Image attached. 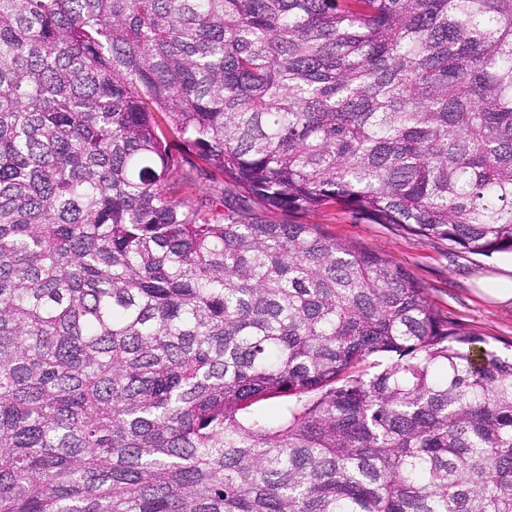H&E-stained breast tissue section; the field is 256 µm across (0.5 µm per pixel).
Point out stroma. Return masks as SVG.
<instances>
[{"label":"stroma","mask_w":512,"mask_h":512,"mask_svg":"<svg viewBox=\"0 0 512 512\" xmlns=\"http://www.w3.org/2000/svg\"><path fill=\"white\" fill-rule=\"evenodd\" d=\"M265 218L274 224H316L340 241L387 256L425 288L445 315L483 333L499 353L512 352V304L476 293L480 277L499 273L500 254L485 257L452 249L447 242L389 224H372L335 207L307 214L278 210Z\"/></svg>","instance_id":"35a3bbf8"}]
</instances>
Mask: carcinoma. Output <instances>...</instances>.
<instances>
[{
    "label": "carcinoma",
    "mask_w": 512,
    "mask_h": 512,
    "mask_svg": "<svg viewBox=\"0 0 512 512\" xmlns=\"http://www.w3.org/2000/svg\"><path fill=\"white\" fill-rule=\"evenodd\" d=\"M331 204L512 252V0H0V512H512V359Z\"/></svg>",
    "instance_id": "cac0c4a2"
}]
</instances>
